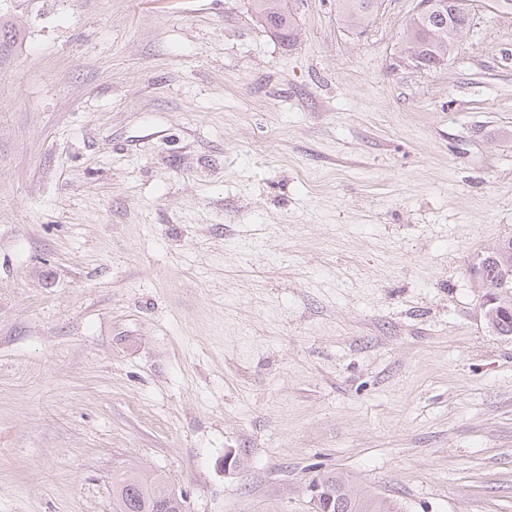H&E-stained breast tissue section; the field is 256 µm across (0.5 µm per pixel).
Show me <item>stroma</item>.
Masks as SVG:
<instances>
[{"instance_id":"35a3bbf8","label":"stroma","mask_w":512,"mask_h":512,"mask_svg":"<svg viewBox=\"0 0 512 512\" xmlns=\"http://www.w3.org/2000/svg\"><path fill=\"white\" fill-rule=\"evenodd\" d=\"M418 0H18L0 58V512H512V338L469 272L512 238V18L440 68ZM246 466L228 468V454ZM250 11L266 31L281 42L291 44L297 37V21L288 0H249ZM384 1L336 0V12L349 22L369 24L377 15ZM113 512H183V500L162 475L148 477L125 466L112 475ZM319 481L309 485L313 502L318 504L322 499V486L324 502L333 500L331 512H402L393 500L371 493L341 472H330Z\"/></svg>"}]
</instances>
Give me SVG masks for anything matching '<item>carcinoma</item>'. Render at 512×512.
Listing matches in <instances>:
<instances>
[{"mask_svg":"<svg viewBox=\"0 0 512 512\" xmlns=\"http://www.w3.org/2000/svg\"><path fill=\"white\" fill-rule=\"evenodd\" d=\"M427 7L418 9L403 28L401 53L415 55L427 62L445 60L467 35L472 23L469 13L457 8V0H420ZM383 0H336V12L349 22L368 24L377 15ZM250 11L266 31L281 42L291 44L297 37V21L288 0H249ZM20 31L7 13L0 12V52L9 50ZM479 267L488 288L512 270V239L503 241L478 256ZM484 319L492 332L512 337V293L498 296V302L484 310ZM319 481L325 501L332 512H402L396 502L375 495L350 476L331 472ZM113 512H184L183 500L173 493L162 475L148 477L125 466L112 475Z\"/></svg>","mask_w":512,"mask_h":512,"instance_id":"obj_1","label":"carcinoma"}]
</instances>
